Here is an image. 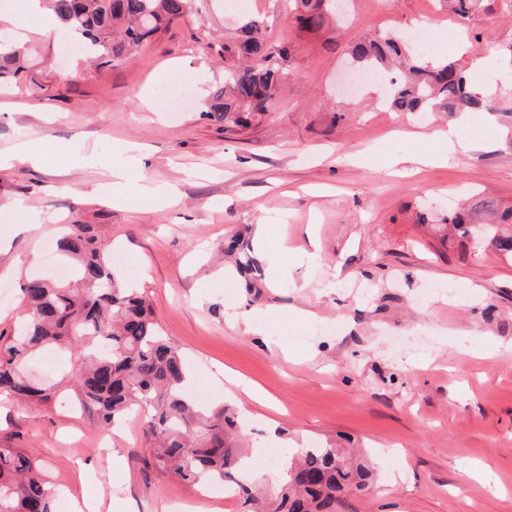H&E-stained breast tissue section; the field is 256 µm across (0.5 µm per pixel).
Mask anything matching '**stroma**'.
<instances>
[{
	"mask_svg": "<svg viewBox=\"0 0 512 512\" xmlns=\"http://www.w3.org/2000/svg\"><path fill=\"white\" fill-rule=\"evenodd\" d=\"M198 8L132 61L97 67L61 52L62 29L14 31L34 45L35 66L0 84V152L24 142L36 159L0 166V332L20 318L24 275L48 271L60 225H102L135 264L194 390L245 423L257 465L278 467L287 445L361 448L375 483L349 512H512V262L432 230L458 203L512 202V0H482L464 18L437 0H350L349 25L317 32L270 0ZM258 12L270 44L290 47V74L248 126L214 122L201 110L224 81L223 39ZM425 19L466 70L494 63L481 79L493 109L468 125L390 111L374 87L349 98L337 87L340 44ZM152 88L192 105L146 111ZM448 149L447 164L433 162ZM394 158L421 160L419 174H390ZM116 167L128 180L122 202L105 194ZM144 182L173 189L178 204L141 197ZM33 217L41 231L17 232ZM275 266L289 276L274 284ZM333 276L339 287L324 290ZM352 281L366 298L348 292ZM252 313L287 326V349L245 332ZM98 435L68 391L0 403V446L37 459L74 510L101 499L112 512H245L144 469L142 421L113 436L106 457Z\"/></svg>",
	"mask_w": 512,
	"mask_h": 512,
	"instance_id": "obj_1",
	"label": "stroma"
}]
</instances>
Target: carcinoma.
Returning a JSON list of instances; mask_svg holds the SVG:
<instances>
[{
    "label": "carcinoma",
    "instance_id": "obj_1",
    "mask_svg": "<svg viewBox=\"0 0 512 512\" xmlns=\"http://www.w3.org/2000/svg\"><path fill=\"white\" fill-rule=\"evenodd\" d=\"M197 0H45L61 28L85 46L87 63L126 62L140 46L191 13ZM298 26L318 31L342 19L333 0H290ZM264 21L246 20L224 44V85L204 113L240 126L270 111L288 77V49L272 48ZM351 63L384 72L387 107L394 112H479L491 109L455 60L429 55L404 31L389 29L342 46ZM431 60H422L423 56ZM28 49L0 37V82L28 72ZM485 245L512 258V205L484 200L448 216L454 235L467 240L478 214ZM57 241L67 281L26 278L20 288L23 316L14 333L0 335V397L8 402H46L50 388L29 372L46 349L74 354L66 373L75 400L93 425L117 428L135 408L145 412L143 463L186 484H227L252 512H348L349 497L369 490L374 469L362 455L323 445L300 449L276 498L267 502L236 473L244 467L242 427L222 402H201L190 392L191 374L181 349L154 316L145 292L127 282L109 259L95 224H65ZM56 490L38 460L18 448L0 447V512H54Z\"/></svg>",
    "mask_w": 512,
    "mask_h": 512
}]
</instances>
